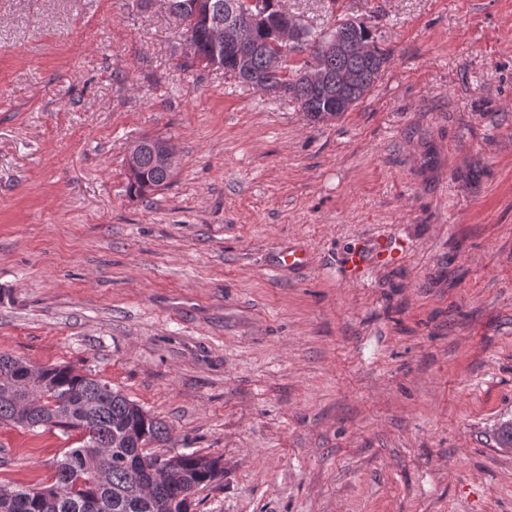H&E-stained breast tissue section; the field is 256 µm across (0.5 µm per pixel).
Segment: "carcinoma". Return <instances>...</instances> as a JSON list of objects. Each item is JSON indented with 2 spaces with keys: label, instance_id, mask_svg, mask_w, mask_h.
I'll return each instance as SVG.
<instances>
[{
  "label": "carcinoma",
  "instance_id": "carcinoma-1",
  "mask_svg": "<svg viewBox=\"0 0 512 512\" xmlns=\"http://www.w3.org/2000/svg\"><path fill=\"white\" fill-rule=\"evenodd\" d=\"M192 0H168V13L183 27L184 42L193 48L192 57L201 65L214 59L209 34L204 24L193 18ZM255 40L266 47L277 42L272 29L254 24ZM307 40L300 46L286 45L288 52L299 48L307 54L306 66H321L336 75L343 62L318 53L314 36L306 30ZM359 36L370 47L369 56L355 57L350 65L358 69L354 99L360 101L371 89L388 60L367 27L359 26ZM300 67H288V73L267 72L265 81L282 84L286 94L313 122L331 116L321 111V102H313L311 89L298 75ZM154 139L141 138L140 177L129 181L128 188L138 197H146L167 186L171 177L153 162ZM34 431L57 428L64 434L81 436L79 445L67 448L56 460L54 482L42 487L0 485V512H191L196 492L223 473L220 462L196 452L176 453L165 459V471L147 479L145 471L135 468L139 456L153 457V443L170 440L166 424L151 416L138 403L109 383L82 374L69 365L35 367L28 361L0 353V424Z\"/></svg>",
  "mask_w": 512,
  "mask_h": 512
}]
</instances>
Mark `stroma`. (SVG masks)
<instances>
[{
    "mask_svg": "<svg viewBox=\"0 0 512 512\" xmlns=\"http://www.w3.org/2000/svg\"><path fill=\"white\" fill-rule=\"evenodd\" d=\"M282 5L390 52L335 120L184 62L161 6L0 0V351L220 459L194 512H512V0ZM73 445L0 425V482ZM156 139L157 138L149 137L141 138L140 152L138 150L139 143L134 142L127 155V173L131 179L137 176L140 167V177L135 181L129 179L128 183L130 193L138 197H146L160 188L167 186L172 175L168 171L173 172L174 168L177 166L176 153L168 140L162 141L158 149L155 152L153 151V145ZM138 154L139 166L137 164ZM153 154L156 163L163 168L155 165L153 162Z\"/></svg>",
    "mask_w": 512,
    "mask_h": 512,
    "instance_id": "stroma-1",
    "label": "stroma"
}]
</instances>
